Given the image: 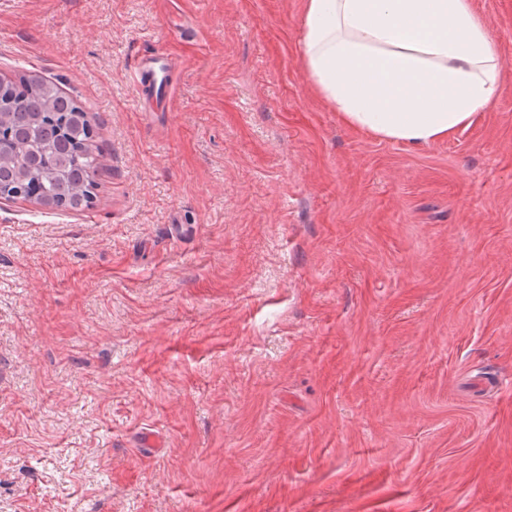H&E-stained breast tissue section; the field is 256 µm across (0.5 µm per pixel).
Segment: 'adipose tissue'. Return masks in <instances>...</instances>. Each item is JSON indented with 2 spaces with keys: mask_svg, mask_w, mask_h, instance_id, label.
Masks as SVG:
<instances>
[{
  "mask_svg": "<svg viewBox=\"0 0 512 512\" xmlns=\"http://www.w3.org/2000/svg\"><path fill=\"white\" fill-rule=\"evenodd\" d=\"M302 20L316 94L374 138L446 140L500 93L502 61L472 0H303Z\"/></svg>",
  "mask_w": 512,
  "mask_h": 512,
  "instance_id": "obj_1",
  "label": "adipose tissue"
}]
</instances>
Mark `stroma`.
<instances>
[{"label":"stroma","instance_id":"35a3bbf8","mask_svg":"<svg viewBox=\"0 0 512 512\" xmlns=\"http://www.w3.org/2000/svg\"><path fill=\"white\" fill-rule=\"evenodd\" d=\"M473 4L499 97L417 147L316 95L302 0H0V75L100 155L91 207L0 199V512H512V0ZM173 65L167 55L149 54L142 56L136 67V81L147 88L157 106H164L172 96L171 72ZM160 91V94H159Z\"/></svg>","mask_w":512,"mask_h":512}]
</instances>
